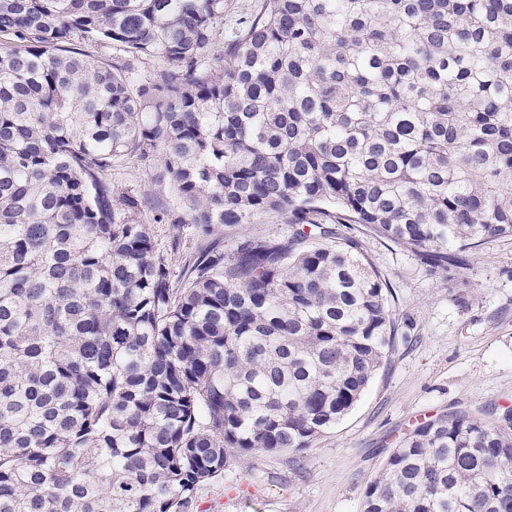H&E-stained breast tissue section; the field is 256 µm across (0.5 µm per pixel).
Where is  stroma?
<instances>
[{"instance_id": "obj_1", "label": "stroma", "mask_w": 512, "mask_h": 512, "mask_svg": "<svg viewBox=\"0 0 512 512\" xmlns=\"http://www.w3.org/2000/svg\"><path fill=\"white\" fill-rule=\"evenodd\" d=\"M365 250L413 323L353 410L302 453L229 460L199 490L193 512H362L386 452L419 423L465 412L491 420L512 408V237L484 245L457 287L410 252L368 237Z\"/></svg>"}]
</instances>
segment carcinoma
<instances>
[{
    "label": "carcinoma",
    "instance_id": "carcinoma-1",
    "mask_svg": "<svg viewBox=\"0 0 512 512\" xmlns=\"http://www.w3.org/2000/svg\"><path fill=\"white\" fill-rule=\"evenodd\" d=\"M225 8L0 0V512H190L313 447L412 340L359 235L450 279L512 237V0ZM363 512H512V411L417 425ZM148 182L149 169L144 164L129 163L112 170V186L120 192L130 188H144Z\"/></svg>",
    "mask_w": 512,
    "mask_h": 512
}]
</instances>
